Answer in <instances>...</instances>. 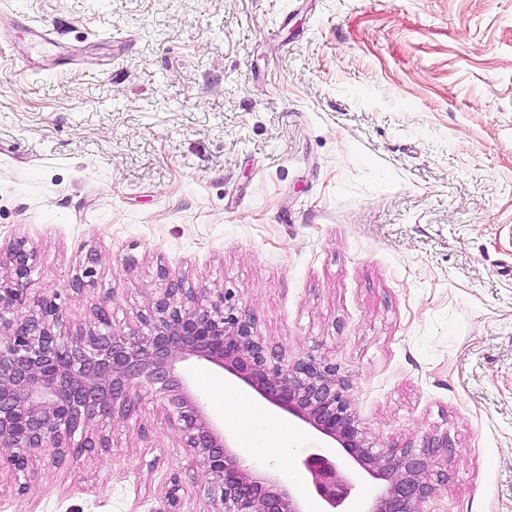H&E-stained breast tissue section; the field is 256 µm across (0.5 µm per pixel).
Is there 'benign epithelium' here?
Wrapping results in <instances>:
<instances>
[{
	"label": "benign epithelium",
	"instance_id": "obj_1",
	"mask_svg": "<svg viewBox=\"0 0 512 512\" xmlns=\"http://www.w3.org/2000/svg\"><path fill=\"white\" fill-rule=\"evenodd\" d=\"M33 253L18 242L11 270L0 278V470L26 472L35 453L62 467L86 448L107 447V438L73 442L93 420L123 418L137 389L151 387L167 400L180 424L183 445L205 468L216 512H326L347 500L354 483L380 482L351 512H424L433 494L431 471L448 442L419 448H375L351 408L347 384L336 365L308 355L294 361L268 352L251 318L224 292L171 288L139 326L112 327L107 308L93 313L87 330L72 332L52 299L30 300L25 282ZM209 362L244 382L264 400L312 428L327 442L309 448L299 472L312 483H285L243 464L223 428L207 416L178 363ZM346 463L338 476L334 458Z\"/></svg>",
	"mask_w": 512,
	"mask_h": 512
}]
</instances>
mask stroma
Returning <instances> with one entry per match:
<instances>
[{"label":"stroma","instance_id":"stroma-1","mask_svg":"<svg viewBox=\"0 0 512 512\" xmlns=\"http://www.w3.org/2000/svg\"><path fill=\"white\" fill-rule=\"evenodd\" d=\"M17 240L74 330L230 291L376 448L447 440L425 512H512V0H0V276ZM180 370L223 419L228 373ZM93 430L0 512H166L173 476L210 512L162 395Z\"/></svg>","mask_w":512,"mask_h":512}]
</instances>
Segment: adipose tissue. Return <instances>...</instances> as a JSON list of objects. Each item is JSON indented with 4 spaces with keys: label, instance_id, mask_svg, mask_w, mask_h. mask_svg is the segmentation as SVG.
<instances>
[{
    "label": "adipose tissue",
    "instance_id": "obj_1",
    "mask_svg": "<svg viewBox=\"0 0 512 512\" xmlns=\"http://www.w3.org/2000/svg\"><path fill=\"white\" fill-rule=\"evenodd\" d=\"M223 393L225 422L237 434L243 454L251 462L272 461L290 470L295 434L288 423L274 419L231 385H224Z\"/></svg>",
    "mask_w": 512,
    "mask_h": 512
}]
</instances>
